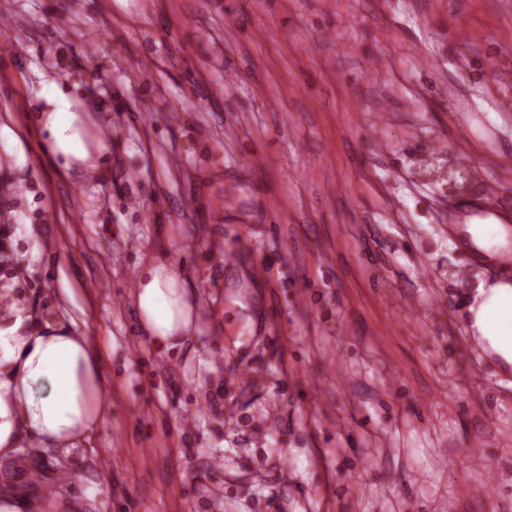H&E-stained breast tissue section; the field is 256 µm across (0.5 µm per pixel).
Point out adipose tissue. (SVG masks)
<instances>
[{"mask_svg": "<svg viewBox=\"0 0 512 512\" xmlns=\"http://www.w3.org/2000/svg\"><path fill=\"white\" fill-rule=\"evenodd\" d=\"M43 87L41 126L63 168L107 153V143L89 132L90 113L74 111L54 81ZM459 231L472 250L491 259L512 246V229L492 217L472 218ZM133 297L155 343L170 346L187 336L195 310L173 264L142 268ZM465 325L487 357L512 368L511 276L504 273L467 290ZM108 407L100 361L87 336L14 295L0 311V459H12L31 443L69 451L101 429Z\"/></svg>", "mask_w": 512, "mask_h": 512, "instance_id": "adipose-tissue-1", "label": "adipose tissue"}]
</instances>
